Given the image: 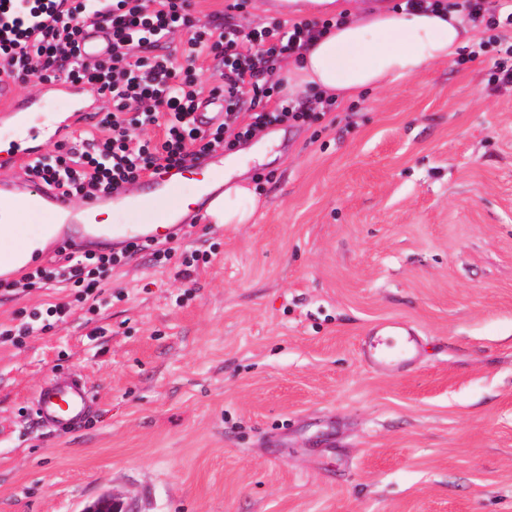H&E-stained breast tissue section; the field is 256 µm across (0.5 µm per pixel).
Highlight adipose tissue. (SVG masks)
Masks as SVG:
<instances>
[{
  "mask_svg": "<svg viewBox=\"0 0 512 512\" xmlns=\"http://www.w3.org/2000/svg\"><path fill=\"white\" fill-rule=\"evenodd\" d=\"M290 15H342V23L312 39L306 50L282 70L278 79L285 98L311 94L345 100L359 93L412 78L444 63L473 38V30L459 9L405 11L343 0H288ZM246 166L224 177V192L207 211L214 224H251L260 207ZM15 224L0 225V253L44 248V228L30 229L31 210L21 211Z\"/></svg>",
  "mask_w": 512,
  "mask_h": 512,
  "instance_id": "adipose-tissue-1",
  "label": "adipose tissue"
}]
</instances>
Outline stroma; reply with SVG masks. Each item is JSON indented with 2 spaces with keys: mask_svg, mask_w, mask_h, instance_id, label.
Masks as SVG:
<instances>
[{
  "mask_svg": "<svg viewBox=\"0 0 512 512\" xmlns=\"http://www.w3.org/2000/svg\"><path fill=\"white\" fill-rule=\"evenodd\" d=\"M494 49L266 129L253 224L201 222L73 300L49 278L0 290V512H512V85ZM208 254L191 277L186 251ZM422 357L363 343L388 319ZM79 375L66 434L34 393ZM381 336H405L404 345L398 353L391 346L383 342ZM368 358L378 370L390 371L404 365L419 354L420 346L414 333L405 328L404 323L399 320H389L380 325L368 345Z\"/></svg>",
  "mask_w": 512,
  "mask_h": 512,
  "instance_id": "obj_1",
  "label": "stroma"
}]
</instances>
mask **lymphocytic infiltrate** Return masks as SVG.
<instances>
[{
  "label": "lymphocytic infiltrate",
  "mask_w": 512,
  "mask_h": 512,
  "mask_svg": "<svg viewBox=\"0 0 512 512\" xmlns=\"http://www.w3.org/2000/svg\"><path fill=\"white\" fill-rule=\"evenodd\" d=\"M190 0H0V78L39 83L66 80L90 88L106 102L93 131L80 141H64L36 157L26 174L69 199H87L126 188L151 171L184 167L216 149H230L274 123L299 124L311 112L262 104L275 91L269 76L282 59L297 54L330 20L299 21L240 29L191 16ZM110 35L109 53L85 60L80 45L86 32ZM189 38L181 56L158 52L160 42L180 33ZM217 61L224 81L204 91L197 62ZM224 101L225 120L199 128L193 114L203 93ZM251 106L249 123L238 112ZM169 113L161 138L140 136L145 123ZM84 253L68 257L69 279L79 299L95 294L101 274L137 252Z\"/></svg>",
  "instance_id": "obj_1"
}]
</instances>
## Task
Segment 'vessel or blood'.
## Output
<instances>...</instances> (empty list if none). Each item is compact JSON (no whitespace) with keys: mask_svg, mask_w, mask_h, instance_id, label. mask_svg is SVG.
<instances>
[{"mask_svg":"<svg viewBox=\"0 0 512 512\" xmlns=\"http://www.w3.org/2000/svg\"><path fill=\"white\" fill-rule=\"evenodd\" d=\"M60 84H47L37 94L17 98L13 85L0 81V124L12 131L5 148L6 158L0 162V223L12 222L18 210L38 209L53 216L50 239L71 248H81L90 239L111 238L113 245L169 240L181 233L187 225V212L173 206L185 171L161 170L143 178L136 191L117 190L80 204H73L60 193L35 184L27 177L17 175V168L26 166L41 152L43 141H52L67 135L72 123L86 119L82 109L62 115L50 111L48 104L60 92ZM197 210H207L211 201L223 194L221 183L223 161L217 160L200 170ZM165 202L164 210H157V202ZM159 211L158 221H144L124 233H109L101 217L113 211ZM30 259L20 254L0 253V281H10L26 272ZM420 346L410 329L402 321L389 320L381 324L379 334L369 342L368 358L378 370L390 371L404 365L419 354ZM90 390L83 379L63 376L46 382L35 397V413L41 424L66 430L84 422L90 408Z\"/></svg>","mask_w":512,"mask_h":512,"instance_id":"b4317fda","label":"vessel or blood"}]
</instances>
